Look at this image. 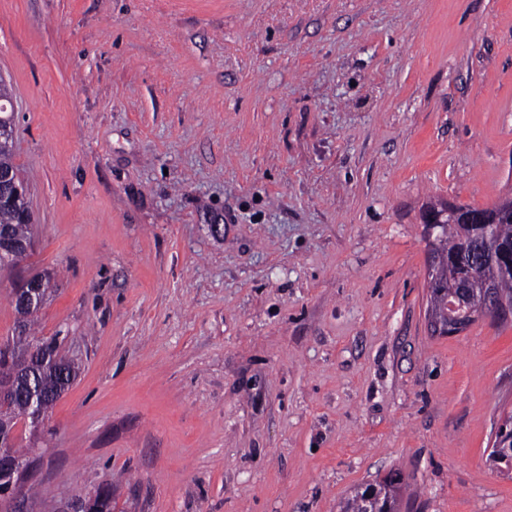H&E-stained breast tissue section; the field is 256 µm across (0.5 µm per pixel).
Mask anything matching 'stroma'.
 Listing matches in <instances>:
<instances>
[{
	"instance_id": "35a3bbf8",
	"label": "stroma",
	"mask_w": 512,
	"mask_h": 512,
	"mask_svg": "<svg viewBox=\"0 0 512 512\" xmlns=\"http://www.w3.org/2000/svg\"><path fill=\"white\" fill-rule=\"evenodd\" d=\"M0 78L80 367L31 512H512V324L432 334L422 214L512 194V0H0ZM405 487L403 477L399 472H391L379 482L380 499L376 504L368 503L357 491L348 500L343 512H400L402 505V490ZM90 501V498L82 499L70 508L61 510V512H81L87 511L86 505ZM90 507L87 512H111L112 511V487L103 486L99 488L94 495V498L90 501Z\"/></svg>"
}]
</instances>
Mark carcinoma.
<instances>
[{
	"label": "carcinoma",
	"instance_id": "cac0c4a2",
	"mask_svg": "<svg viewBox=\"0 0 512 512\" xmlns=\"http://www.w3.org/2000/svg\"><path fill=\"white\" fill-rule=\"evenodd\" d=\"M9 119L11 110L0 109V170L16 172L14 128L8 124ZM28 210V197L13 194L8 186L0 182V236H8L16 241H33V225L25 222ZM424 229L432 252L448 258L444 277L451 290L467 277L470 257L484 237H489L491 242L500 246H512V199L481 208L452 203L450 213L444 215L440 223L434 226L426 224ZM482 276L497 288L502 299L512 304V259L500 260L485 267ZM11 303L22 327L13 339V347L35 348L30 374L24 378L16 395L18 421L33 432L35 418H45L51 413L59 390L64 383L77 378L79 368L68 362L65 365L67 375L61 377L56 361V340L43 341L32 335L39 308L26 310L14 296ZM404 487L401 474L391 472L379 482L380 499L377 503H369L356 493L348 500L343 512H400ZM88 512H112V487L104 486L95 492Z\"/></svg>",
	"mask_w": 512,
	"mask_h": 512
}]
</instances>
